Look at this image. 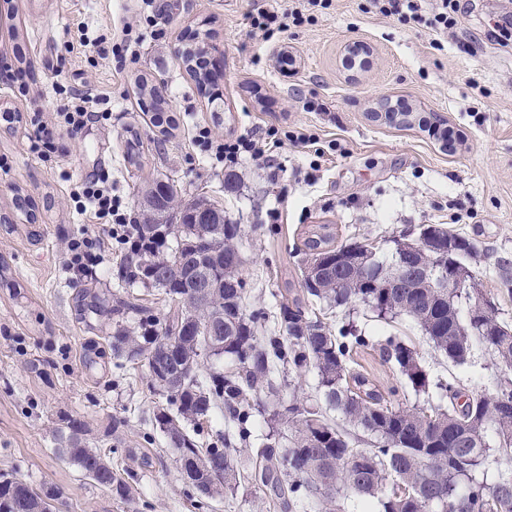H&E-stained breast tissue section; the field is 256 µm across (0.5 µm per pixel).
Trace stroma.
<instances>
[{"mask_svg": "<svg viewBox=\"0 0 512 512\" xmlns=\"http://www.w3.org/2000/svg\"><path fill=\"white\" fill-rule=\"evenodd\" d=\"M273 0H0V108L15 112L0 124V473L18 474L33 488L55 485L60 512H195L162 434L140 438L161 395L141 369L112 368L115 316L84 317L88 292L111 293L124 256L107 225L75 210L77 183L108 173L112 192L137 210V192L155 178L177 181L187 199L223 208L241 225L238 247L252 310H271L300 293L305 233L330 224L337 242L366 241L382 257L392 237L414 236L441 224L473 241L471 264L497 315L512 323V39L490 27L512 17V0H462L455 28L436 35L368 10V0H329L313 22L265 39L247 15ZM132 25L143 40L136 55L83 52L74 43ZM209 30L221 73L204 95L181 59L184 30ZM362 40L372 53L363 69L341 63L346 43ZM288 47L296 64L273 54ZM146 74L175 119L162 133L139 104L134 80ZM104 99L107 121L67 139L63 157L29 149V113H53L60 89ZM316 98L324 111L303 104ZM406 101L416 114L437 115L462 132L464 145L442 151L420 126L372 121L379 99ZM215 139L275 126L315 135L316 148L285 144L266 160H244L239 192H224V166L191 142L194 125ZM94 239L95 263L85 277L69 267L72 239ZM331 329L355 323L378 343L353 355L352 372L379 390L395 387L392 404L419 398L379 349L387 337L420 354L431 378L448 379L465 394L492 393L500 375L490 350L474 347L469 362L443 358L415 323L378 320L365 306L326 310ZM65 415L82 418L90 445L115 446L112 466L132 488L123 500L87 479L55 449ZM128 423L113 429V417ZM271 488L242 480L214 512H281Z\"/></svg>", "mask_w": 512, "mask_h": 512, "instance_id": "obj_1", "label": "stroma"}]
</instances>
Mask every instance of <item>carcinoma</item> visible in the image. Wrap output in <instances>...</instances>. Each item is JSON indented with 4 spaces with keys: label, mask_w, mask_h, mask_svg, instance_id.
<instances>
[{
    "label": "carcinoma",
    "mask_w": 512,
    "mask_h": 512,
    "mask_svg": "<svg viewBox=\"0 0 512 512\" xmlns=\"http://www.w3.org/2000/svg\"><path fill=\"white\" fill-rule=\"evenodd\" d=\"M207 38L204 30L189 31L186 64L205 52ZM136 85L150 98L154 115L174 128V121L165 119L166 101L147 78L137 77ZM147 193L154 206L133 225L116 278L126 286L155 289L173 307L159 317L128 294L95 293L86 310L97 316L140 314L135 328L115 322L113 366L121 374L143 369L151 389L165 397L152 427L177 449L184 480L198 495L197 509L210 512L242 477L240 450L221 431L201 438L203 423L216 410L226 412L247 443L252 413L264 412L266 401L279 397L277 375L288 371L314 373L324 406L309 404L294 390L288 405L273 412V421L287 424L288 446L278 451L266 444L257 457L262 484L272 487L283 507L311 502L318 512H342L341 499L352 494L377 499L378 512H512V478L494 483L478 478L490 434L503 453L512 452V381L452 408L395 407L366 377L348 369L351 354L369 346L371 338L351 323L335 333L305 310L308 302L329 308L360 303L387 322L412 320L456 366L468 362L474 346L484 345L498 368L512 370V324L498 318L494 301L479 288L469 265L478 256L471 240L441 224H423L414 240L392 239L399 248L383 259L371 244H338L331 225L314 224L304 240V291L268 316L247 308L246 282L239 274L241 225L214 206L206 223H199L195 202L182 200L168 179L148 183ZM454 264L465 271L468 287H384L407 266L438 273ZM205 275L224 280V288L200 294L196 284ZM217 309L224 311V332L220 349L207 355L201 328ZM381 351L414 391L426 393L432 386L442 399L462 396L449 382L430 383L415 348L389 337ZM225 355L235 359L234 371L206 367ZM334 413L341 422L333 420ZM85 435L84 420L65 418L55 436L58 453L99 487L129 497L130 486L112 469L110 454L91 447ZM359 442L366 447H355ZM389 478L407 495H379ZM59 496L53 485L36 490L20 476L0 474V512H57Z\"/></svg>",
    "instance_id": "cac0c4a2"
}]
</instances>
